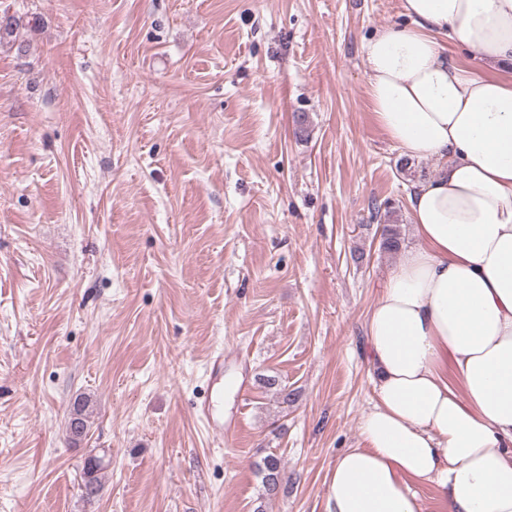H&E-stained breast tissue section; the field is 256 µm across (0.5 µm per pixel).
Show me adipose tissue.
Here are the masks:
<instances>
[{"instance_id":"1","label":"adipose tissue","mask_w":512,"mask_h":512,"mask_svg":"<svg viewBox=\"0 0 512 512\" xmlns=\"http://www.w3.org/2000/svg\"><path fill=\"white\" fill-rule=\"evenodd\" d=\"M362 47L374 119L435 174L408 195L419 246L365 319L375 400L330 470L326 512H512V0H402ZM471 52L462 62L448 43Z\"/></svg>"}]
</instances>
